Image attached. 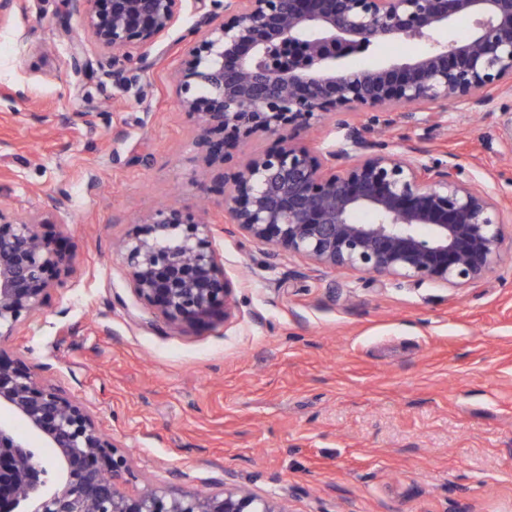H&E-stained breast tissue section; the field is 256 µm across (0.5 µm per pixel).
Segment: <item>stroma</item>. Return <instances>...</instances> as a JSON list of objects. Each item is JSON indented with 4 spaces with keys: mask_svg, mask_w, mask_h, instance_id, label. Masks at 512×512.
Listing matches in <instances>:
<instances>
[{
    "mask_svg": "<svg viewBox=\"0 0 512 512\" xmlns=\"http://www.w3.org/2000/svg\"><path fill=\"white\" fill-rule=\"evenodd\" d=\"M198 18L184 0L161 61L133 56L116 86L93 41L70 66L63 0H20L0 26V206L47 212L79 263L6 360L39 367L96 414L132 486L217 492L236 485L290 512H512V248L482 282L397 286L217 236L241 318L162 321L129 285L117 251L174 204L208 205L194 121L171 74ZM350 119L388 150L454 161L477 188L512 197V94L493 111L448 107L418 124L393 112Z\"/></svg>",
    "mask_w": 512,
    "mask_h": 512,
    "instance_id": "stroma-1",
    "label": "stroma"
}]
</instances>
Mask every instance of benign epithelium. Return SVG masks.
<instances>
[{
    "mask_svg": "<svg viewBox=\"0 0 512 512\" xmlns=\"http://www.w3.org/2000/svg\"><path fill=\"white\" fill-rule=\"evenodd\" d=\"M181 0H64L84 35L112 59L121 80L131 50L163 52ZM193 35L175 75L182 111L196 117L194 144L208 175L223 181L224 231L304 260L315 271H357L373 281L478 283L512 244V207L475 187L451 161L384 152L352 112L484 108L512 93V0H194ZM465 37L442 40L461 19ZM428 48L401 62L350 69L383 40ZM337 120L342 135L323 152L295 133ZM280 146L224 171L225 156L254 135ZM371 220L363 221L359 215ZM45 219L0 207V342L37 316L48 288L70 265ZM216 223L164 207L123 240L137 297L171 325L220 313L241 317ZM0 512H285L220 477L224 491L146 486L126 490V457L88 406L46 382L38 369L0 360ZM55 449L33 455L30 436Z\"/></svg>",
    "mask_w": 512,
    "mask_h": 512,
    "instance_id": "obj_1",
    "label": "benign epithelium"
}]
</instances>
